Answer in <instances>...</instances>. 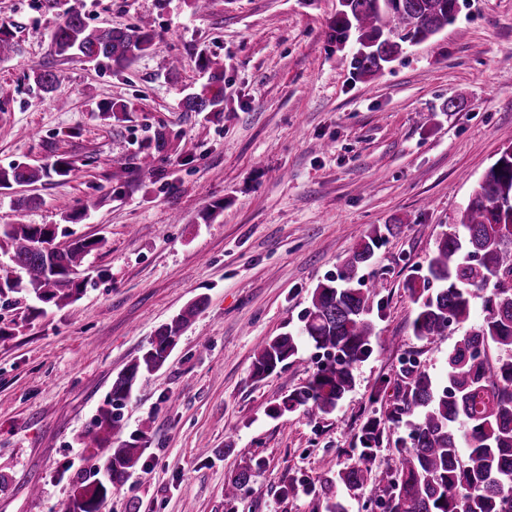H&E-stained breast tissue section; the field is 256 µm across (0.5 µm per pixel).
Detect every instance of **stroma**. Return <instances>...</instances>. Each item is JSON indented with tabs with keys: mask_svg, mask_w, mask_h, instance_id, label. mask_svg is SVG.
Here are the masks:
<instances>
[{
	"mask_svg": "<svg viewBox=\"0 0 512 512\" xmlns=\"http://www.w3.org/2000/svg\"><path fill=\"white\" fill-rule=\"evenodd\" d=\"M84 3L96 27L156 18L160 47L119 71L59 57L60 10L0 0L22 46L0 61V167L75 162L67 179L0 190V225L58 224L80 208L77 235L105 240L77 301L0 338V512H65L91 465L81 438L113 379L201 297L122 409L121 439L144 430L150 445L105 512H324L306 491L279 488L357 463L360 429L393 403L405 359L444 376L456 337L414 336L406 283L512 145V0H459L451 24L365 78L332 37L339 0ZM202 54L224 62L218 119L181 107L206 81ZM45 65L58 76L49 94L31 77ZM109 102L126 105L123 120L101 119ZM161 125L180 138L147 179L132 161ZM387 224L397 233L363 270L379 294L352 390L328 415L274 414L322 353L302 345L258 380L257 345L296 330L314 288ZM251 459L261 468L227 502L225 481Z\"/></svg>",
	"mask_w": 512,
	"mask_h": 512,
	"instance_id": "stroma-1",
	"label": "stroma"
}]
</instances>
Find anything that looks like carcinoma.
<instances>
[{"label": "carcinoma", "mask_w": 512, "mask_h": 512, "mask_svg": "<svg viewBox=\"0 0 512 512\" xmlns=\"http://www.w3.org/2000/svg\"><path fill=\"white\" fill-rule=\"evenodd\" d=\"M63 9L64 20L53 34L55 53L89 63L107 61L126 68L158 48L161 36L149 20L125 28H92L80 0H45ZM458 0H347L333 21L337 43L353 42L350 65L361 75H375L403 50L440 32L455 16ZM22 52L10 26L0 23V61ZM198 67L208 74L200 89L186 94V112H224V65L200 55ZM56 74L33 71L36 89L53 91ZM177 134L156 127L135 157L140 173L154 174L155 163L171 150ZM74 162L58 155L41 169L12 164L0 168V188L35 183L43 177H67ZM38 227L14 224L0 232V251L9 253L20 282L0 287V299L25 300L64 307L78 300L84 284L72 273L85 258L104 246L102 239L77 237L64 248H35ZM382 239L380 231L362 243L335 277L314 288L311 306L299 334H282L258 345L253 374L262 379L298 354L308 342L327 356L308 382L288 396L286 410L307 406L317 415L334 411L351 389L354 364L372 351L374 287H363L359 271L368 265ZM414 303L413 335L431 341L460 332L448 350L446 384L436 382L412 363L402 368L396 402L387 420L405 427L407 440L396 446L395 468L375 474L371 462L382 445L381 420L361 428L359 461L340 470L336 483L349 491L369 493L383 501L385 512H512V147L505 148L484 173L457 224L448 225L427 262L422 285L408 284ZM206 303L200 298L162 325L150 346L120 371L110 399L100 407L94 425L82 439L95 445L88 475L72 489L66 512H102L138 467L145 451L144 434L112 447L122 427L121 408L138 382L169 359L190 319ZM483 317L469 324L474 310ZM253 476V465L241 466L224 487L235 497Z\"/></svg>", "instance_id": "1"}]
</instances>
